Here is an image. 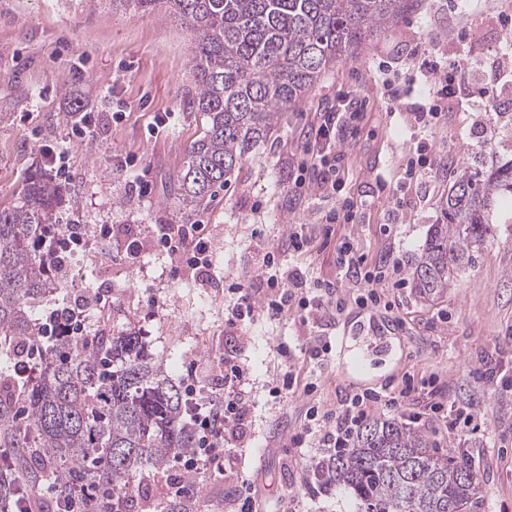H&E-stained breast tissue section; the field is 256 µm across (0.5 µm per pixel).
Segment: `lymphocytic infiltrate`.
Returning <instances> with one entry per match:
<instances>
[{
  "label": "lymphocytic infiltrate",
  "mask_w": 512,
  "mask_h": 512,
  "mask_svg": "<svg viewBox=\"0 0 512 512\" xmlns=\"http://www.w3.org/2000/svg\"><path fill=\"white\" fill-rule=\"evenodd\" d=\"M428 95L414 112L417 124L427 125L434 118L435 104L438 101L454 97L459 82L458 76L445 75L441 64H431L429 69ZM336 116L327 112L315 132L312 150L298 166L300 171L296 182L305 185L304 174L315 171V183L318 188L328 189L336 186L335 167L326 166L327 154L335 152L336 137L333 130ZM156 245L166 253L178 268L202 270L211 266L210 246L200 224H165L156 237ZM275 252H268L264 268L258 275V285L235 284L233 291L237 301L229 311L230 322H242L263 315L273 319L280 315L287 302L296 296V283L283 280L277 270ZM247 378L246 370L240 365L228 363L224 366V395L220 399L191 401L190 419L197 429L198 447L184 459L186 470L194 471L209 461L218 459L220 454L231 450L230 439L241 417V402L236 388ZM411 395L410 389H383V391L364 390L349 395L336 409L320 410L310 407L307 412L308 424L291 439L295 448H310L321 445L328 448L343 447L348 435L365 419L370 408L383 405L401 414Z\"/></svg>",
  "instance_id": "lymphocytic-infiltrate-1"
}]
</instances>
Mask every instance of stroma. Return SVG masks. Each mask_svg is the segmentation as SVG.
<instances>
[{"mask_svg": "<svg viewBox=\"0 0 512 512\" xmlns=\"http://www.w3.org/2000/svg\"><path fill=\"white\" fill-rule=\"evenodd\" d=\"M195 35L162 11L136 12L110 0H0V205L18 203L31 170L48 168L50 149L68 153L57 180L66 188L55 209L57 225L75 222L112 234L73 254L62 272L64 288L49 293L35 317L56 302H78L108 292L106 307L91 308L90 330L134 326L147 350L162 359L176 384L193 381L206 399L224 391L225 363L248 372L244 417L233 455L194 475L186 504L193 512H232L241 481L253 490L258 512H358L343 490L324 492L312 475L325 448L289 447L310 406L336 408L359 392L349 371L359 368L371 387L421 388L436 379L448 386L455 408L473 407L478 429L447 422L415 406L441 452L477 471L481 492L473 512H512V209L475 264L437 300L414 288L390 291V312H368L356 301L364 285L338 259L343 244L367 267L392 256L410 277L431 227L443 223L448 170L490 152L499 119L486 98L496 69L512 68V0H422L398 25L343 57L294 106L282 112L273 133L259 143L224 190L186 207L179 179L192 143L206 126L190 101L195 85L191 48ZM429 56L462 67L456 97L441 102L427 126L417 125L397 99L414 87L419 102ZM341 116L336 130L338 194L296 187L306 149L305 132L321 113ZM89 115L98 134L78 140L72 130ZM430 167L409 181L419 156ZM149 186L136 194L133 182ZM354 220L327 223L342 201ZM164 224L205 227L211 268L175 271L155 240ZM301 227L302 252L288 248V231ZM140 250L127 251L130 240ZM278 251L279 272L333 284L347 309L290 306L278 320L258 317L231 325L225 313L237 296L231 286L251 283L267 252ZM360 329L362 347L312 358L316 340L339 343ZM291 357H282L280 347ZM295 383L277 396L284 377ZM315 391H308V384Z\"/></svg>", "mask_w": 512, "mask_h": 512, "instance_id": "35a3bbf8", "label": "stroma"}]
</instances>
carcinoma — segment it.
Returning a JSON list of instances; mask_svg holds the SVG:
<instances>
[{"instance_id": "cac0c4a2", "label": "carcinoma", "mask_w": 512, "mask_h": 512, "mask_svg": "<svg viewBox=\"0 0 512 512\" xmlns=\"http://www.w3.org/2000/svg\"><path fill=\"white\" fill-rule=\"evenodd\" d=\"M136 11L159 7L195 34L191 50L203 135L181 176L182 202L213 197L265 141L278 113L310 91L322 73L374 33L395 26L420 0H111ZM509 147L453 172L444 224L432 227L412 280L435 299L491 242L498 203L512 197ZM62 187L35 172L22 201L0 206V355L25 373L0 369V498L38 493L46 481L59 497L100 488L134 502L144 475L192 454L197 435L188 403L139 333L106 328L80 340L63 334L41 348L33 311L62 287L41 243ZM317 486L347 490L365 512H471L479 477L436 451L421 428L396 419L361 425L350 447L314 464Z\"/></svg>"}]
</instances>
